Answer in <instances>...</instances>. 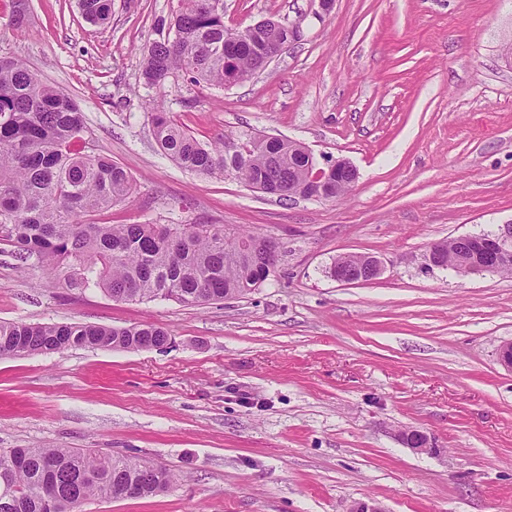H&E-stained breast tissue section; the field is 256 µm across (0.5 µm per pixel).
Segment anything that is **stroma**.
<instances>
[{
  "label": "stroma",
  "mask_w": 512,
  "mask_h": 512,
  "mask_svg": "<svg viewBox=\"0 0 512 512\" xmlns=\"http://www.w3.org/2000/svg\"><path fill=\"white\" fill-rule=\"evenodd\" d=\"M175 0H0V57L79 104L87 151L132 175L115 224H221L274 237L277 267L243 298L113 300L0 248V321L151 322L161 349L0 357V448L64 447L171 469L151 497L82 512H512V275L426 269L432 243L512 223V0H224V22L297 24L282 55L230 88L142 78ZM199 139L284 137L349 160L352 191L284 201L179 167L149 107ZM377 256L344 285L338 255ZM425 431L417 454L397 430ZM80 10L91 23L104 25L112 15V0H79ZM357 253H345L336 257L332 266V276L341 283L359 284L375 280L381 274L380 260L371 255H360V261L350 263L348 256ZM398 440L417 454H439L440 449L435 445L429 435L419 429H401L397 432Z\"/></svg>",
  "instance_id": "35a3bbf8"
}]
</instances>
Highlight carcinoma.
<instances>
[{
  "mask_svg": "<svg viewBox=\"0 0 512 512\" xmlns=\"http://www.w3.org/2000/svg\"><path fill=\"white\" fill-rule=\"evenodd\" d=\"M91 23L104 25L112 0H78ZM224 0H176L165 37L147 49L145 85L163 89L181 76L195 85L222 87L260 68L261 44L237 30L233 62L224 60ZM154 137L182 168L207 176L232 173L291 198L297 162L288 143L261 136L233 156L224 142H202L166 112L151 113ZM84 120L74 99L44 82L20 59H0V243L20 261L32 258L77 288H101L120 301L158 297L201 306L224 300L271 265L264 251L237 257L240 241L256 234L224 232L222 224H113L104 215L134 192L122 165L84 152ZM169 332L153 323L109 328L87 323L0 322V357H24L69 347L136 350L161 344ZM172 471L125 456L77 448H1L0 512H45L36 488L48 483L55 512H79L89 499H115L120 485L138 496L157 495Z\"/></svg>",
  "mask_w": 512,
  "mask_h": 512,
  "instance_id": "carcinoma-1",
  "label": "carcinoma"
}]
</instances>
